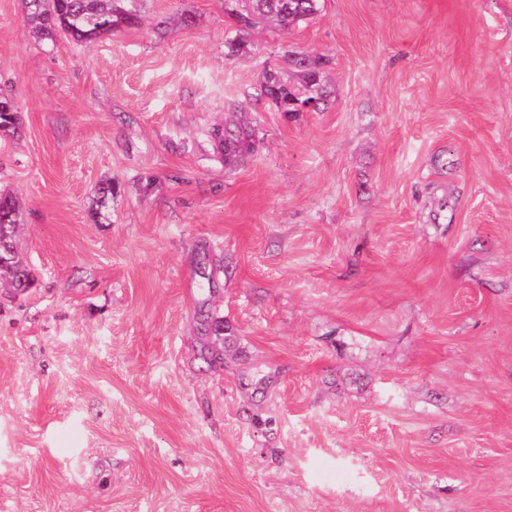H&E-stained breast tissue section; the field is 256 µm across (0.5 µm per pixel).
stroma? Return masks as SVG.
<instances>
[{
  "label": "stroma",
  "instance_id": "stroma-1",
  "mask_svg": "<svg viewBox=\"0 0 512 512\" xmlns=\"http://www.w3.org/2000/svg\"><path fill=\"white\" fill-rule=\"evenodd\" d=\"M140 8L76 45L0 0V512H512V0H324L233 56L224 0ZM286 47L325 111L261 98ZM211 137L218 144L225 165H238L253 150L252 133L246 127L227 124L224 130L214 128ZM20 215L16 201L0 194V278L23 292L31 284V271L19 250ZM209 301V298L203 299L196 314L197 359L210 368L223 369L224 353L220 341H224V321L210 307Z\"/></svg>",
  "mask_w": 512,
  "mask_h": 512
}]
</instances>
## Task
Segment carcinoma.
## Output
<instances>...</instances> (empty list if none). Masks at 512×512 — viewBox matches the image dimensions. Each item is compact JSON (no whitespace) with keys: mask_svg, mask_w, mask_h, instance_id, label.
<instances>
[{"mask_svg":"<svg viewBox=\"0 0 512 512\" xmlns=\"http://www.w3.org/2000/svg\"><path fill=\"white\" fill-rule=\"evenodd\" d=\"M26 20L38 38L53 41L63 34L77 43H88L123 27H136L141 22L138 0H23ZM322 0H232L227 10L236 26L235 36L227 40V48L239 52L247 47L242 33L246 29L273 27L288 30L313 19L321 12ZM285 67L264 74V92L287 106L290 96L288 74L296 76L299 88L320 101L327 102L328 91L323 83V58L304 52L289 51L282 56ZM19 122L14 105L0 96V131L17 132ZM218 144L224 164L235 166L253 150L252 133L246 127L227 124L211 131ZM20 215L16 201L0 194V278L14 290L23 292L31 284V271L19 250ZM223 317L201 301L196 314L197 359L213 369L224 368L221 341Z\"/></svg>","mask_w":512,"mask_h":512,"instance_id":"carcinoma-1","label":"carcinoma"}]
</instances>
